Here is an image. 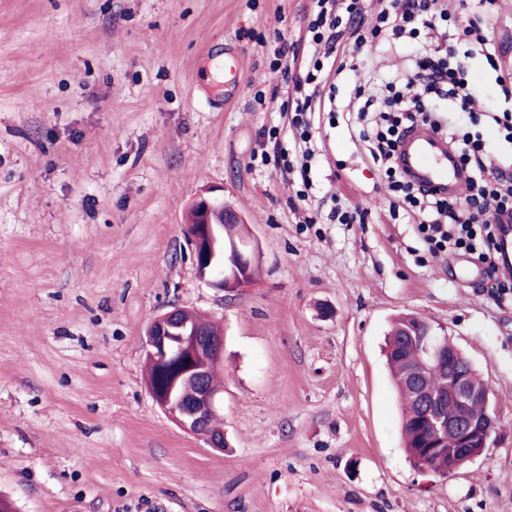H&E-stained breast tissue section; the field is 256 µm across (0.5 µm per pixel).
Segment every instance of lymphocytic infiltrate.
Listing matches in <instances>:
<instances>
[{"instance_id":"lymphocytic-infiltrate-1","label":"lymphocytic infiltrate","mask_w":512,"mask_h":512,"mask_svg":"<svg viewBox=\"0 0 512 512\" xmlns=\"http://www.w3.org/2000/svg\"><path fill=\"white\" fill-rule=\"evenodd\" d=\"M366 0H310L305 39L309 62L300 66L293 47L275 48L274 68L280 69L288 98V126L298 134L293 146L276 143L283 156L280 171L289 183L300 184V198L314 188L312 163L321 152L315 138V114L324 107V91L330 74L352 67V52L377 42L413 41L438 22L464 35L471 50L488 62L497 56L493 8L497 0H478V8L466 10L457 0H382L373 25H366ZM476 97L465 66L447 41L429 45L423 56L413 57L406 75L383 84L357 82L348 111L357 113L361 126L358 139L368 158L382 168L401 207L418 218L424 244L432 253L465 252L477 255L490 271H497L498 229L512 223V172L488 168L486 145L481 134L448 131L449 110L469 113L472 122L495 123L512 144L511 112H475ZM417 123L431 125L448 134L456 164L465 175L468 194L448 198L425 192L409 181L396 162L404 129Z\"/></svg>"}]
</instances>
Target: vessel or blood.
Returning a JSON list of instances; mask_svg holds the SVG:
<instances>
[{
    "instance_id": "vessel-or-blood-1",
    "label": "vessel or blood",
    "mask_w": 512,
    "mask_h": 512,
    "mask_svg": "<svg viewBox=\"0 0 512 512\" xmlns=\"http://www.w3.org/2000/svg\"><path fill=\"white\" fill-rule=\"evenodd\" d=\"M398 162L415 184L439 196L456 194L464 182L449 144L418 126L404 135L398 149Z\"/></svg>"
}]
</instances>
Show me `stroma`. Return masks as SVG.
I'll return each instance as SVG.
<instances>
[{"label": "stroma", "mask_w": 512, "mask_h": 512, "mask_svg": "<svg viewBox=\"0 0 512 512\" xmlns=\"http://www.w3.org/2000/svg\"><path fill=\"white\" fill-rule=\"evenodd\" d=\"M309 0H0V496L17 512H512V277L430 254L354 135L320 115L319 203L252 155L286 140L270 61ZM240 67L209 77L225 48ZM482 106L512 104L485 58ZM259 249L232 298L196 274L199 191ZM364 212L332 224L333 204ZM224 331V451L143 375L170 305ZM409 312L474 364L501 430L445 478L412 467L383 347Z\"/></svg>", "instance_id": "obj_1"}]
</instances>
